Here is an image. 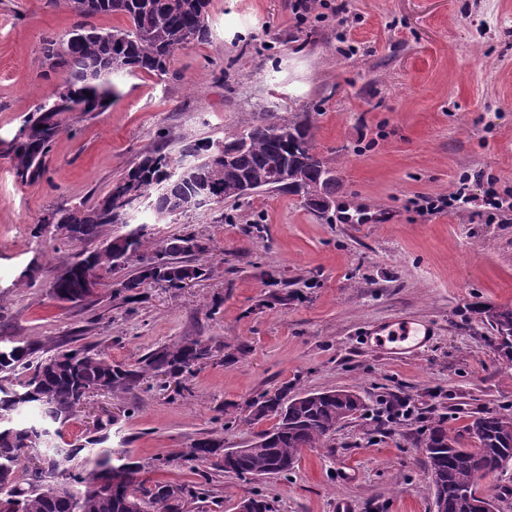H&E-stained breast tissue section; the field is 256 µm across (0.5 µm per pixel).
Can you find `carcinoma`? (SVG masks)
I'll return each instance as SVG.
<instances>
[{"label":"carcinoma","mask_w":512,"mask_h":512,"mask_svg":"<svg viewBox=\"0 0 512 512\" xmlns=\"http://www.w3.org/2000/svg\"><path fill=\"white\" fill-rule=\"evenodd\" d=\"M79 21L63 37L47 43L45 64L64 72V81L50 98L28 115L10 141L16 168L25 179H36L45 158L64 130L62 102L80 105L85 114L103 111L116 95L114 77L144 72L162 75L175 52L209 36L210 0H67ZM122 15L124 29L105 30L90 22L104 15ZM224 148V169L209 167L207 154ZM262 191H288L319 214L336 193L335 168L319 153L308 121L248 118L224 140L187 142L173 157L158 146L137 157L124 176L91 206H52L33 230L45 234L47 220L75 225L74 234L61 241L76 245L99 236L109 224L126 223L127 209L115 200L130 185L136 201L150 200L157 217L174 216L176 200L207 193L217 208L238 201L230 189L241 181ZM128 241L118 231L110 236L133 252L152 257V266L115 256L112 251L75 253L54 278L57 293H79L85 274L96 270L104 285L117 277L127 299L139 289L165 281L181 287L186 277L207 275L203 260L210 242L194 232L173 234L154 247L144 244L145 225L134 229ZM132 273L125 274V270ZM472 312L487 325L497 349L512 362V305L475 306ZM201 341L187 339L162 346L131 368L111 362L88 348L58 350L46 357L28 345L0 343V512H185V501L203 502L204 493L191 486L148 483L143 465L112 449H100L105 437L62 446L56 442L73 420L80 398L93 391L131 387L147 375L180 378L190 375L205 356ZM288 389L263 391L247 404L243 422L256 425L268 417L274 425L257 432L240 454L216 466L224 473L258 477L292 470L305 448H325L338 426L363 408L361 398L349 390L308 393L286 399ZM34 410L38 418L19 423L15 415ZM476 447H468L469 440ZM428 471L435 497L445 512H494L492 501L476 494L479 477L512 465V417L488 412L476 418L467 434L451 435L441 421L431 423L426 438ZM188 463H207L224 454V441L205 437L191 444ZM117 468L124 481L117 487L102 483Z\"/></svg>","instance_id":"obj_1"}]
</instances>
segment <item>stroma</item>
Masks as SVG:
<instances>
[{"label": "stroma", "mask_w": 512, "mask_h": 512, "mask_svg": "<svg viewBox=\"0 0 512 512\" xmlns=\"http://www.w3.org/2000/svg\"><path fill=\"white\" fill-rule=\"evenodd\" d=\"M296 3L211 0L207 41L177 51L166 75L116 79L105 110L75 115L41 177L24 182L7 143L61 84L43 49L76 18L64 0H0V340L129 365L201 340L209 353L178 387L150 378L90 394L64 437L111 419L108 447L149 480L203 484L204 512H234L256 493L276 512H336L340 500L351 512H435L421 449L430 421L462 433L482 413L512 416V365L470 312L512 304V213L484 202L488 188L512 192V0H317L304 16ZM262 112L309 116L339 180L326 216L287 192L162 221L143 202L129 220L149 242L186 228L210 239L208 275L135 302L111 288L90 305L53 299L70 250L34 237L46 209L92 204L141 153L178 155ZM462 185L466 209L422 211ZM347 209L382 220L345 224ZM401 316L433 323L434 340L403 358L365 346L369 325ZM282 387L350 389L367 410L285 476H201L177 459L206 436L248 447L258 428L241 421L247 402ZM383 398L410 401L411 419L375 424ZM159 456L169 466L154 469Z\"/></svg>", "instance_id": "obj_1"}]
</instances>
